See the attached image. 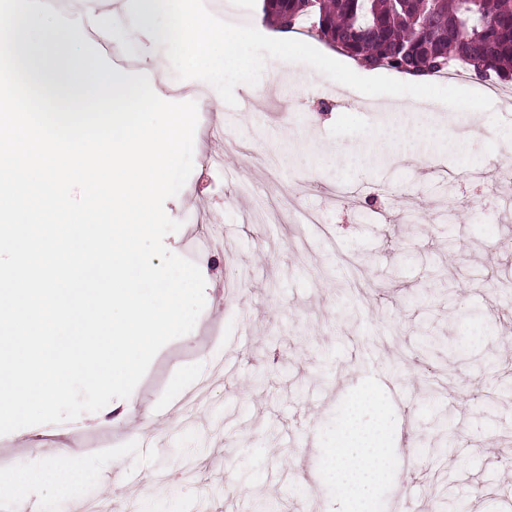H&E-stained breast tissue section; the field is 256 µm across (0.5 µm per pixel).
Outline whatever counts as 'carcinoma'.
I'll use <instances>...</instances> for the list:
<instances>
[{
    "mask_svg": "<svg viewBox=\"0 0 512 512\" xmlns=\"http://www.w3.org/2000/svg\"><path fill=\"white\" fill-rule=\"evenodd\" d=\"M262 22L291 32L300 21L315 37L371 67L430 76L461 63L484 80H512L509 0H261ZM456 348L429 335L419 347Z\"/></svg>",
    "mask_w": 512,
    "mask_h": 512,
    "instance_id": "cac0c4a2",
    "label": "carcinoma"
}]
</instances>
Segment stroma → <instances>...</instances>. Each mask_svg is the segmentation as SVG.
<instances>
[{
	"label": "stroma",
	"instance_id": "stroma-1",
	"mask_svg": "<svg viewBox=\"0 0 512 512\" xmlns=\"http://www.w3.org/2000/svg\"><path fill=\"white\" fill-rule=\"evenodd\" d=\"M216 17L269 34L257 0H204ZM118 19L104 58L161 55L165 49L127 38ZM288 82L269 85L250 111L211 96L199 113L195 167L165 203L182 224L165 246L188 256L191 245L224 228L198 258L206 306L192 332L166 344L129 398L73 421L7 434L0 455L15 470L48 466L60 443H73L65 491L43 484L17 495L0 487V512H74L79 502H127L129 512H253L260 497L276 512H339L340 491L325 476L333 439L352 395L367 383L404 389L391 403L385 447L391 464L371 499L372 512H393L405 491L426 512H512V467L491 445L512 439V394L487 395L490 378L512 390V312L494 300L512 280V221L502 206L463 205L469 189L449 182L451 158L378 160L370 136L394 122L377 98L335 83L311 67L278 61ZM433 125L461 128L499 118L512 124V85L492 112L458 113L432 101ZM237 149L220 170H204L223 142ZM349 195L337 199L335 188ZM320 221L306 224L305 213ZM223 342H212L215 329ZM463 342L462 354L419 358L426 333ZM235 373L210 380L225 357ZM201 390L191 416L174 408L182 393ZM163 426H155L158 414ZM447 427H439V414ZM158 444L144 446L143 426ZM109 428L114 447L87 450L86 438ZM311 431V447L288 435ZM413 432L411 446L400 434ZM310 483L301 496L300 481Z\"/></svg>",
	"mask_w": 512,
	"mask_h": 512
}]
</instances>
